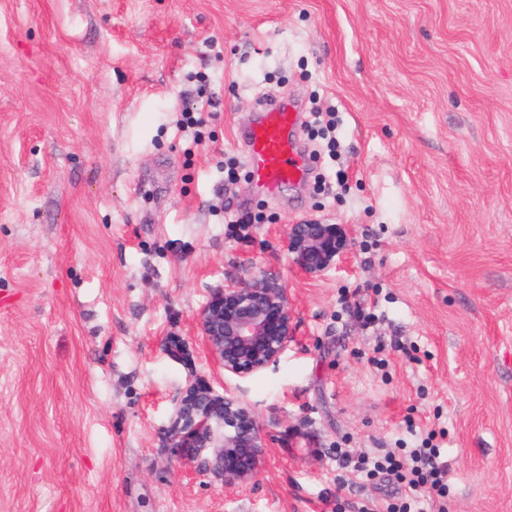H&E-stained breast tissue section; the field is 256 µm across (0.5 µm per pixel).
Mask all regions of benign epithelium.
Segmentation results:
<instances>
[{
  "label": "benign epithelium",
  "instance_id": "7a95c632",
  "mask_svg": "<svg viewBox=\"0 0 512 512\" xmlns=\"http://www.w3.org/2000/svg\"><path fill=\"white\" fill-rule=\"evenodd\" d=\"M349 229L307 221L291 226L281 248L305 275H322L346 256ZM198 328L224 375L246 379L276 367L293 335L284 289L269 283L230 282L201 308ZM178 462L224 477L232 491L262 473L267 447L251 406L232 388L219 393L196 379L182 390L164 426Z\"/></svg>",
  "mask_w": 512,
  "mask_h": 512
}]
</instances>
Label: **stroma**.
<instances>
[{
  "mask_svg": "<svg viewBox=\"0 0 512 512\" xmlns=\"http://www.w3.org/2000/svg\"><path fill=\"white\" fill-rule=\"evenodd\" d=\"M275 97L335 106L346 191L225 187ZM312 219L352 230L315 278L279 246ZM253 280L293 336L242 383L266 466L231 493L163 425L188 380L223 389L196 317ZM376 292L369 333L340 300ZM418 426L446 433L448 512H512V0H0V512H354L404 490L337 449ZM213 105L209 96L199 95L196 100L192 102L189 106L185 107L181 113L180 123L187 128H193L195 130V135L193 137V141H201L203 132L200 130L204 123L205 119L202 116L204 112H209L208 107Z\"/></svg>",
  "mask_w": 512,
  "mask_h": 512,
  "instance_id": "1",
  "label": "stroma"
}]
</instances>
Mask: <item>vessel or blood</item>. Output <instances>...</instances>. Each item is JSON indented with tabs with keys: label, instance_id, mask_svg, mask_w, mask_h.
<instances>
[{
	"label": "vessel or blood",
	"instance_id": "vessel-or-blood-1",
	"mask_svg": "<svg viewBox=\"0 0 512 512\" xmlns=\"http://www.w3.org/2000/svg\"><path fill=\"white\" fill-rule=\"evenodd\" d=\"M301 114L282 97L260 103L251 124L239 135L254 190L276 194L284 185L303 181L309 159L296 138Z\"/></svg>",
	"mask_w": 512,
	"mask_h": 512
}]
</instances>
